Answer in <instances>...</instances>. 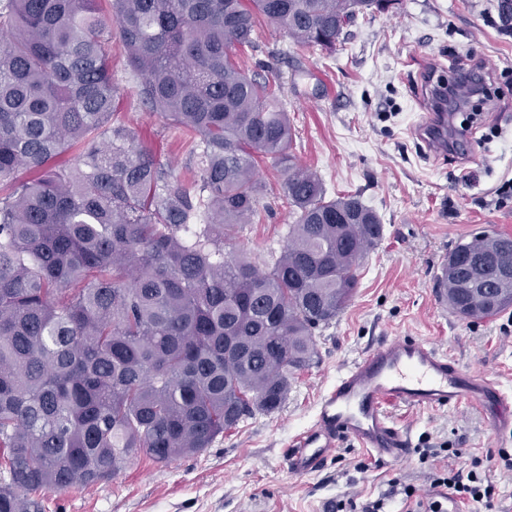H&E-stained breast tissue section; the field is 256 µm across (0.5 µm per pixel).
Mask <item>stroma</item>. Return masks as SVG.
I'll use <instances>...</instances> for the list:
<instances>
[{
	"instance_id": "obj_1",
	"label": "stroma",
	"mask_w": 512,
	"mask_h": 512,
	"mask_svg": "<svg viewBox=\"0 0 512 512\" xmlns=\"http://www.w3.org/2000/svg\"><path fill=\"white\" fill-rule=\"evenodd\" d=\"M497 8L498 0H401L398 8L359 15L331 55L260 27L252 59L279 73V104L292 123L300 164L322 180L328 196L359 195L380 217L384 235L361 261L347 307L317 331V361L295 376L278 411L245 419L199 454L165 465L141 455L111 480L46 491V512H326L344 495L384 492L393 478L429 491L432 466L413 454L383 463L348 442L321 471L304 477L291 475L283 456L340 371L398 336L428 340L512 393V308L465 320L432 293L435 267L460 240L484 231L512 235V199L494 193L512 178V40L484 24ZM111 45L118 120L174 177L197 184L198 144L141 103L123 44L115 37ZM469 54L484 64L492 96L468 131L464 153L438 152L420 135L432 111L424 77L434 66L449 76L451 63ZM259 175L268 188L261 220L244 225L225 253L264 263L284 249L291 219L280 173L264 162ZM390 414L410 431L414 447L457 449L448 460L457 469L469 470L490 448L512 452V442L501 443L471 407L394 406ZM487 478L491 502L467 503L466 512H512V469L493 465Z\"/></svg>"
}]
</instances>
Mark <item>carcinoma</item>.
Segmentation results:
<instances>
[{"label":"carcinoma","mask_w":512,"mask_h":512,"mask_svg":"<svg viewBox=\"0 0 512 512\" xmlns=\"http://www.w3.org/2000/svg\"><path fill=\"white\" fill-rule=\"evenodd\" d=\"M0 0V512L112 478L144 454L191 456L280 409L317 357L316 331L351 300L384 224L356 194L326 197L292 152L281 85L239 53L258 24L328 54L358 14L400 0ZM143 105L200 138V186L172 177L115 123L110 39ZM79 149L75 163L53 161ZM283 174L293 223L262 270L224 244L259 214V161ZM212 214L183 235L199 203ZM512 263V237L449 253L448 309L484 319L492 299L454 257Z\"/></svg>","instance_id":"1"}]
</instances>
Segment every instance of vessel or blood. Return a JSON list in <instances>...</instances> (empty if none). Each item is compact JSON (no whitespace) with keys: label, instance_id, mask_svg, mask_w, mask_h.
<instances>
[{"label":"vessel or blood","instance_id":"b4317fda","mask_svg":"<svg viewBox=\"0 0 512 512\" xmlns=\"http://www.w3.org/2000/svg\"><path fill=\"white\" fill-rule=\"evenodd\" d=\"M448 410L472 406L495 433L512 438V396L431 343L406 336L378 344L342 372L319 399L312 424L288 443L290 474L320 470L346 441L381 461L408 456L411 439L388 409Z\"/></svg>","mask_w":512,"mask_h":512}]
</instances>
